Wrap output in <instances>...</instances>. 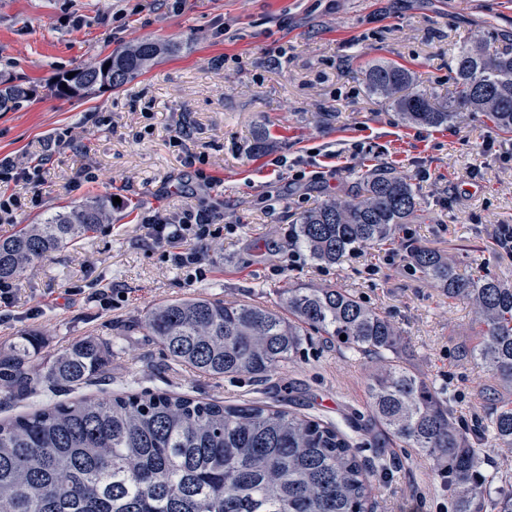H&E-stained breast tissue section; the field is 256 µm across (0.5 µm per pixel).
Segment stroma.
Listing matches in <instances>:
<instances>
[{
    "instance_id": "stroma-1",
    "label": "stroma",
    "mask_w": 512,
    "mask_h": 512,
    "mask_svg": "<svg viewBox=\"0 0 512 512\" xmlns=\"http://www.w3.org/2000/svg\"><path fill=\"white\" fill-rule=\"evenodd\" d=\"M477 37H512V0H0V81L33 90L0 112V159L46 170L38 191L0 183L20 202L0 236L86 201L118 200L98 233L18 278L13 305L0 303V347L41 334L42 371L75 342L105 339V374L76 396L166 390L282 406L338 426L360 459L386 463L375 475L376 512H450L430 461L373 417L361 356L316 336L269 380L206 377L172 361L142 321L155 304L192 293L272 306L284 288L333 284L391 317L410 367L475 427L491 378L458 356L477 341L474 315L403 254L407 242L422 244L512 285V255L497 245L499 226L512 225V139L480 113L457 127L404 124L369 94L365 70L398 62L414 90L444 100L453 56ZM142 40L178 50L121 88L52 94L58 74ZM176 129L190 133L183 145L169 141ZM260 131L270 147L258 153ZM376 162L409 177L424 223L340 264L314 262L289 228ZM189 207L225 227L197 243L207 275L193 281L143 229L157 213L178 223Z\"/></svg>"
}]
</instances>
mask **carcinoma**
Returning a JSON list of instances; mask_svg holds the SVG:
<instances>
[{
    "mask_svg": "<svg viewBox=\"0 0 512 512\" xmlns=\"http://www.w3.org/2000/svg\"><path fill=\"white\" fill-rule=\"evenodd\" d=\"M175 47L142 41L57 77V98L119 88ZM456 88L444 105L407 92L411 71L392 61L366 70L369 92L410 125L443 127L481 112L512 137V50L479 43L453 58ZM67 88H62V85ZM29 95L0 89V111ZM112 198L59 211L0 239V282L74 245L108 221ZM408 176L386 163L358 172L356 189L304 212L294 240L322 263L395 237L420 220ZM404 261L450 299L468 301L480 340L461 356L512 385V288L459 271L439 252L407 249ZM283 311L191 295L150 308L143 327L171 360L211 377L266 380L299 353L315 331L369 359L371 412L409 448L428 453L444 479L451 512H512V483L493 486L485 455L458 423L442 394L395 360L400 332L383 313L334 286L286 288ZM346 340H341V335ZM40 335L22 332L0 349V393L21 396L87 385L104 371L112 346L88 337L59 352L48 371L33 369ZM483 434L512 447V405L484 416ZM376 466L360 460L334 426L293 411L226 404L166 391L49 402L0 420V512H369Z\"/></svg>",
    "mask_w": 512,
    "mask_h": 512,
    "instance_id": "1",
    "label": "carcinoma"
}]
</instances>
